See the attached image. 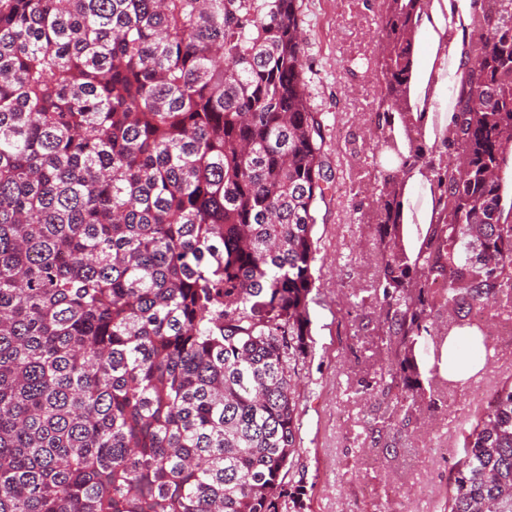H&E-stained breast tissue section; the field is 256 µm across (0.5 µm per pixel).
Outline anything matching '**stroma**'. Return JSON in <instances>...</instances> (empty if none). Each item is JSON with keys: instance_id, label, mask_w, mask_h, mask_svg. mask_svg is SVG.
Segmentation results:
<instances>
[{"instance_id": "obj_1", "label": "stroma", "mask_w": 512, "mask_h": 512, "mask_svg": "<svg viewBox=\"0 0 512 512\" xmlns=\"http://www.w3.org/2000/svg\"><path fill=\"white\" fill-rule=\"evenodd\" d=\"M305 76L313 109L325 124L333 188L319 203L321 278L312 292V350L299 364L301 453L293 469L304 493L287 512H441L461 428L477 411L470 392L491 394L512 375V310L491 319L489 366L466 390L421 409L409 431L389 432L372 446L365 423L373 399L355 392L359 379L380 377L382 331L373 307L353 308L380 253L365 194L345 192L350 174L372 170L365 113L374 103L372 65L379 17L375 0H302ZM390 447V454L379 451Z\"/></svg>"}]
</instances>
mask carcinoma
Masks as SVG:
<instances>
[{
	"label": "carcinoma",
	"mask_w": 512,
	"mask_h": 512,
	"mask_svg": "<svg viewBox=\"0 0 512 512\" xmlns=\"http://www.w3.org/2000/svg\"><path fill=\"white\" fill-rule=\"evenodd\" d=\"M452 4L465 27L399 0L378 32L404 161L375 180L417 183L431 215L412 247L409 196L376 224L374 444L467 385L474 309L512 304V0ZM301 23V0H0V512H283L302 490L331 176ZM462 448L443 512H512V379Z\"/></svg>",
	"instance_id": "cac0c4a2"
}]
</instances>
